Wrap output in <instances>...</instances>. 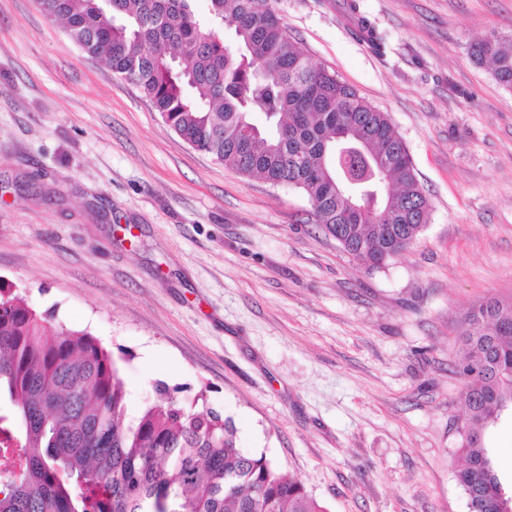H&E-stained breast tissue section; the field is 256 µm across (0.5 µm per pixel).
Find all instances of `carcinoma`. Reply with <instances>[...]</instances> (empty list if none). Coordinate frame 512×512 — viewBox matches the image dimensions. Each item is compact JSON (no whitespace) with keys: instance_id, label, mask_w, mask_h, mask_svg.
Wrapping results in <instances>:
<instances>
[{"instance_id":"obj_1","label":"carcinoma","mask_w":512,"mask_h":512,"mask_svg":"<svg viewBox=\"0 0 512 512\" xmlns=\"http://www.w3.org/2000/svg\"><path fill=\"white\" fill-rule=\"evenodd\" d=\"M37 0L88 55L136 86L192 147L238 174L301 190L343 251L380 268L428 221L408 150L386 113L313 65L271 0ZM356 36L379 52L364 17ZM470 56L512 90V42ZM351 148L340 156L338 148ZM466 431L455 473L468 512H502L485 430L512 405V300L470 310L461 331ZM130 419L112 353L52 329L0 284V512H326L265 456L237 446L232 422L180 405L166 384Z\"/></svg>"}]
</instances>
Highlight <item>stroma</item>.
I'll list each match as a JSON object with an SVG mask.
<instances>
[{"label": "stroma", "mask_w": 512, "mask_h": 512, "mask_svg": "<svg viewBox=\"0 0 512 512\" xmlns=\"http://www.w3.org/2000/svg\"><path fill=\"white\" fill-rule=\"evenodd\" d=\"M273 0L313 64L382 112L429 221L372 269L304 194L182 140L35 0H0V282L117 361L136 417L164 382L327 512H467L454 479L463 317L512 298V91L475 40L512 0ZM488 447L512 490V415Z\"/></svg>", "instance_id": "1"}]
</instances>
